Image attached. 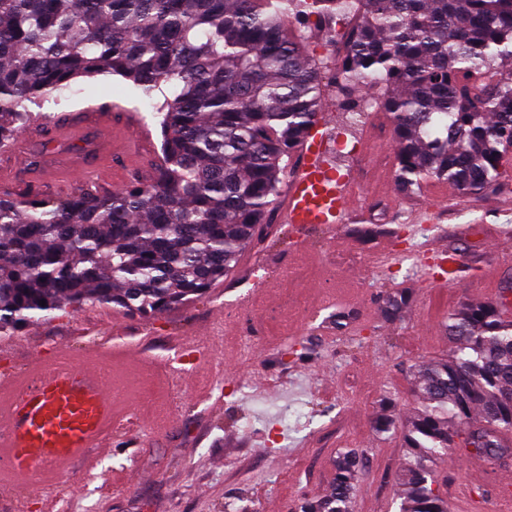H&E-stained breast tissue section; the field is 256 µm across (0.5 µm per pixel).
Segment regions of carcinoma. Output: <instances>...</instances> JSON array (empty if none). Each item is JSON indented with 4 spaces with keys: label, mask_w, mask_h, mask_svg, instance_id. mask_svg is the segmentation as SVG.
<instances>
[{
    "label": "carcinoma",
    "mask_w": 512,
    "mask_h": 512,
    "mask_svg": "<svg viewBox=\"0 0 512 512\" xmlns=\"http://www.w3.org/2000/svg\"><path fill=\"white\" fill-rule=\"evenodd\" d=\"M348 19L332 83L357 123L389 115L396 181L463 195L498 183L512 152V0H0V145L81 77L121 75L151 99L165 86L157 177L115 192L21 198L0 189V331L86 302L154 318L233 270L275 219L296 155L321 119L319 66L288 17ZM389 88L367 100L363 89ZM46 305H40V301ZM409 301H386L397 318ZM449 356L424 363L421 406L398 427L413 458L400 512H447L434 463L489 455L512 430V320L465 305ZM359 455L335 461L331 492L301 512H351Z\"/></svg>",
    "instance_id": "1"
}]
</instances>
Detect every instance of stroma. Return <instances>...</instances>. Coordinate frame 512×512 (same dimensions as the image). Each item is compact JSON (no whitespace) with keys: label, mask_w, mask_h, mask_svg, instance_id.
Here are the masks:
<instances>
[{"label":"stroma","mask_w":512,"mask_h":512,"mask_svg":"<svg viewBox=\"0 0 512 512\" xmlns=\"http://www.w3.org/2000/svg\"><path fill=\"white\" fill-rule=\"evenodd\" d=\"M163 95L145 99L118 75L78 79L70 97L46 103L47 120L64 113L90 115L104 104L113 120L136 114L149 129V160L161 144L151 117ZM323 165L341 183H354L368 197L370 220L336 230L315 225L304 244L283 218L261 241L247 248L232 272L205 295L156 318L127 314L108 304L88 302L56 312L47 320L0 333V375L22 372L30 354L51 360L64 348L76 361L96 358L112 366V379L125 400L123 426L111 452L95 473L71 463L54 488V512H299L303 501L329 491L333 462L345 448L360 452L361 474L352 512H400L402 477L410 464L401 438L380 432L382 415L409 418L418 405L414 375L422 362L445 357L444 321L465 303L494 300L496 284L512 283V211L488 191L446 200L445 182L430 179L413 192L394 184L395 160L378 163L345 151L352 141L392 142L390 121L370 113L354 125L333 87L322 97ZM18 131L11 163L0 188L42 197L68 195L60 174L94 163L82 147L60 142L38 151ZM440 212L436 223H412L411 211ZM421 242L441 240L460 255L457 276L447 287H430L431 267L409 269L404 246L393 230ZM335 273H328L327 258ZM266 262L276 270L302 265L306 286L269 279L255 287L253 268ZM340 286L339 306L357 314L355 326L337 329L323 297ZM409 291L400 316L384 313L388 296ZM307 301L287 337L254 336L238 346L235 325L258 316L275 320L285 296ZM222 316L230 333L209 329ZM172 391V416L145 408V381ZM229 384L230 393L212 386Z\"/></svg>","instance_id":"1"}]
</instances>
